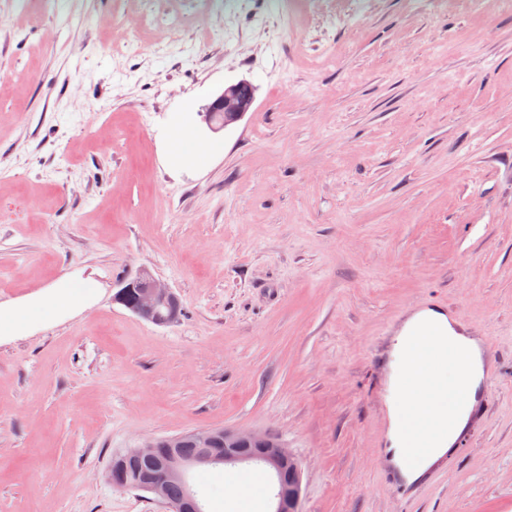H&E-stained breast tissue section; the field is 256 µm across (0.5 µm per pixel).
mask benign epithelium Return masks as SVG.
<instances>
[{
	"label": "benign epithelium",
	"instance_id": "7a95c632",
	"mask_svg": "<svg viewBox=\"0 0 512 512\" xmlns=\"http://www.w3.org/2000/svg\"><path fill=\"white\" fill-rule=\"evenodd\" d=\"M254 101L252 84L240 81L224 88L202 112L203 120L214 132L224 130L237 122L249 111ZM115 300L135 316L158 326L174 323L178 316L180 302L171 288L142 269L117 284ZM193 439L197 452L186 456L178 452L184 440ZM246 449L257 451L263 464L275 473H288L277 484V512H292L299 502L301 465L299 460L279 441L249 430H227L214 428L204 432L180 433L167 437L164 443L151 439L144 445L119 453L113 457L111 470L115 471L126 463L140 460L151 462V468L137 474L134 485L127 484L126 473L107 479L113 487L149 493L163 501L168 512H198L196 497L189 493L178 501L167 497V487L172 482H182L188 473L198 467L224 462L241 463L245 457L240 452Z\"/></svg>",
	"mask_w": 512,
	"mask_h": 512
}]
</instances>
